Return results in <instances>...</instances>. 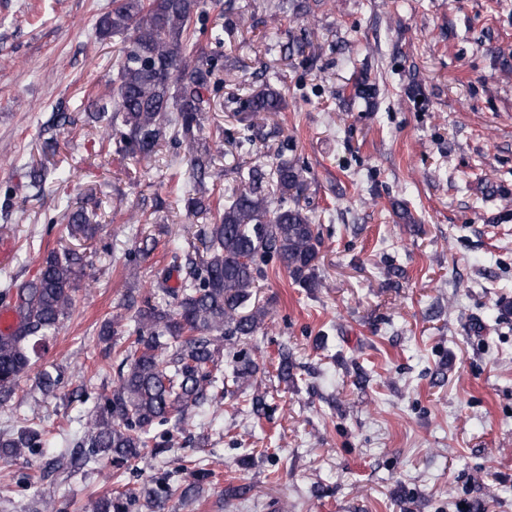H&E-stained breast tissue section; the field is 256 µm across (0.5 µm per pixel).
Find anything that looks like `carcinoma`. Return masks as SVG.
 Instances as JSON below:
<instances>
[{"label": "carcinoma", "instance_id": "cac0c4a2", "mask_svg": "<svg viewBox=\"0 0 512 512\" xmlns=\"http://www.w3.org/2000/svg\"><path fill=\"white\" fill-rule=\"evenodd\" d=\"M203 13L204 0H112V10L98 21L100 38L122 37L112 63V99L92 112L101 123L102 142L139 161L150 160L166 139L185 145L189 182L182 200L190 215L204 214L211 223L202 240L205 256L188 260L189 272L180 287L165 289L173 304L147 299L136 308L134 328L118 352L121 368L112 393L97 397L77 440L59 433L66 444H75L76 456L68 462L62 454L50 470L25 474L30 488L48 478L67 479L106 459L112 461V478L120 486L126 468L143 458L145 449L175 444L178 428L156 432L173 412L195 414L206 405H221V348L253 335L267 316L262 307L243 313L260 273L258 262L265 257L277 256L300 287L310 292L323 287L317 273V225L298 205L270 208L267 185L282 192L302 189V170L296 164L280 157L267 164L266 173L248 172V185L214 206L198 197L214 162L210 152L196 148L215 78L208 48L223 43L219 27H196L194 20ZM283 106L281 92L267 83L241 104V111L256 115L279 112ZM67 217L78 234L87 239L96 235L97 226L83 208L69 210ZM82 265L83 257L74 252L52 251L33 278L0 292V299H9L19 316L14 332L0 334V403L12 397L18 381L37 363L38 346L72 310ZM235 362L237 380L258 371L250 359L238 356ZM48 443L47 433L31 425L14 435L0 434V464L10 466ZM181 470L190 477L180 491L187 501L212 471L197 459L182 460ZM174 492L166 482L147 487L143 507L161 512ZM135 505L131 492L117 490L96 498L83 512H132Z\"/></svg>", "mask_w": 512, "mask_h": 512}]
</instances>
